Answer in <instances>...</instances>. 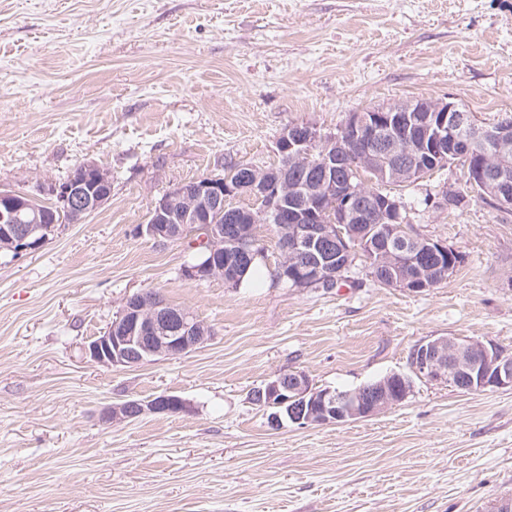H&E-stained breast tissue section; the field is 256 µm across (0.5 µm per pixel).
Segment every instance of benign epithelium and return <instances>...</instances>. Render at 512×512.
Wrapping results in <instances>:
<instances>
[{
    "label": "benign epithelium",
    "instance_id": "7a95c632",
    "mask_svg": "<svg viewBox=\"0 0 512 512\" xmlns=\"http://www.w3.org/2000/svg\"><path fill=\"white\" fill-rule=\"evenodd\" d=\"M486 130V123L451 98L353 112L335 133L291 124L276 141L283 160L279 169L247 165L237 178L228 173L199 177L189 186L181 183L155 202L139 233L157 243L178 242L188 239L189 226H198L200 239L192 245L195 260L184 266L182 275L201 283L250 262L257 255L255 225L273 224L281 253L278 283L303 290L323 288L335 278L341 257L352 254L357 245L372 248L367 237L378 228L387 229L392 240L402 239L407 222L402 202L379 193L376 180L400 186L416 182L427 175L425 159L447 165L473 151ZM349 132L371 142L351 172L346 170L349 150L343 139ZM491 134L495 157L484 153L468 158L465 174L470 185L501 202L512 198V125H497ZM316 165L322 169L321 179L296 180L298 172ZM82 169L89 179L72 175L36 194L0 191V250L16 254L40 246L43 217L37 202L42 196L54 198L57 209L68 213L73 223L105 204L112 192L109 172L92 163ZM241 195L251 203L228 204ZM371 213L384 225H367L363 239L348 231V225ZM221 215L224 223L218 224ZM423 244L434 257L456 256L440 241L426 237ZM404 252L396 246L378 250L379 261L391 274L389 287L409 292L434 287L438 267L421 266L409 275L403 268ZM211 339L212 330L193 313L149 291L130 296L106 331L84 350L101 365L135 367L156 357L189 353ZM409 368L408 375L392 373L347 391L317 388L303 371L280 372L251 397L271 409L268 424L277 429L283 424L282 408L288 422L301 428L378 415L408 398L414 377L472 391L512 388V354L467 336H432L415 344ZM187 411L180 397L162 394L114 403L102 412V420L124 422Z\"/></svg>",
    "mask_w": 512,
    "mask_h": 512
}]
</instances>
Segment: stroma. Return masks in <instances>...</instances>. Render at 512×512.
I'll return each instance as SVG.
<instances>
[{
	"instance_id": "stroma-1",
	"label": "stroma",
	"mask_w": 512,
	"mask_h": 512,
	"mask_svg": "<svg viewBox=\"0 0 512 512\" xmlns=\"http://www.w3.org/2000/svg\"><path fill=\"white\" fill-rule=\"evenodd\" d=\"M447 97L512 117V0H0V190L82 163L112 193L38 249L0 254V512H495L512 498V389L415 381L376 416L271 428L250 393L300 370L351 390L408 373L418 342L459 334L512 354V208L451 166L396 188L414 230L460 257L408 292L362 260L332 290L183 279L187 242L138 232L177 184L277 164L292 123ZM448 193L462 194L458 206ZM161 292L213 331L204 347L106 367L85 344L126 299ZM191 410L105 423L127 399Z\"/></svg>"
}]
</instances>
